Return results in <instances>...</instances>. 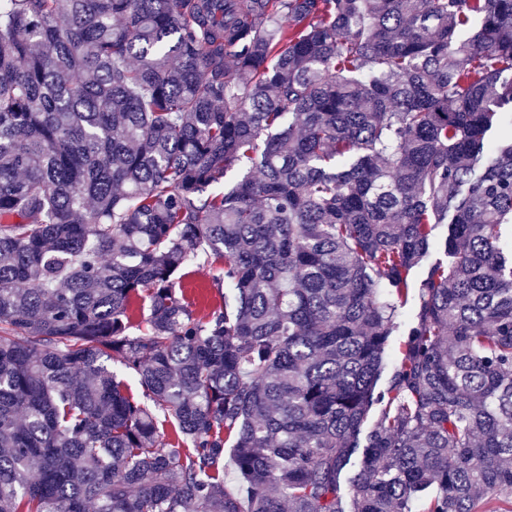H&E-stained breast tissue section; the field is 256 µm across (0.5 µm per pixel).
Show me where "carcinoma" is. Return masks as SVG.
Listing matches in <instances>:
<instances>
[{"label":"carcinoma","instance_id":"1","mask_svg":"<svg viewBox=\"0 0 512 512\" xmlns=\"http://www.w3.org/2000/svg\"><path fill=\"white\" fill-rule=\"evenodd\" d=\"M508 224L512 0H0V512H512ZM189 276L183 280L186 295L195 299L196 309L199 314H205L212 309L218 307L222 303V299L218 295L216 289L213 288L211 282V274L207 268L194 266L190 268Z\"/></svg>","mask_w":512,"mask_h":512}]
</instances>
